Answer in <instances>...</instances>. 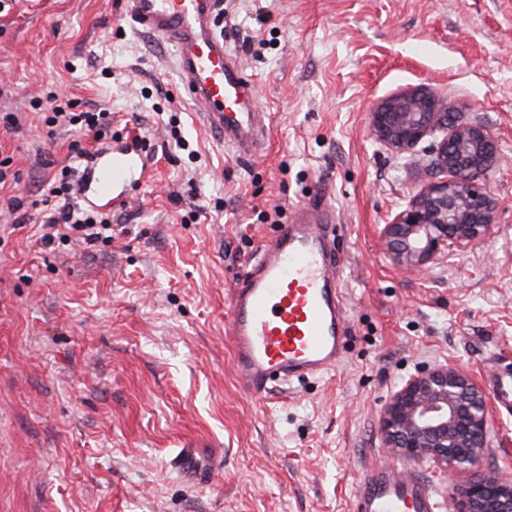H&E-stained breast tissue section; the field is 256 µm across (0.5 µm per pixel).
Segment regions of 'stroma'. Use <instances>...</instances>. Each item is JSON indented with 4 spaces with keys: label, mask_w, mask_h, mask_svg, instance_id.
<instances>
[{
    "label": "stroma",
    "mask_w": 512,
    "mask_h": 512,
    "mask_svg": "<svg viewBox=\"0 0 512 512\" xmlns=\"http://www.w3.org/2000/svg\"><path fill=\"white\" fill-rule=\"evenodd\" d=\"M221 31L271 115L254 158L204 130L170 48L122 0L0 7V157L19 174L0 185V512H349L379 466L444 496L447 476L386 457L384 405L424 366L484 390L512 369V0H224ZM425 86L497 134L499 207L488 241L405 273L381 230L419 186L367 115ZM52 90L109 109L112 147L148 140L111 243L48 249L7 210L85 167L71 143L95 146L47 134L31 103ZM314 200L336 226L349 347L335 372L255 395L232 368L227 290ZM488 418L482 467L510 476L512 416Z\"/></svg>",
    "instance_id": "1"
}]
</instances>
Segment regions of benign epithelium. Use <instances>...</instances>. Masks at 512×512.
Masks as SVG:
<instances>
[{
	"mask_svg": "<svg viewBox=\"0 0 512 512\" xmlns=\"http://www.w3.org/2000/svg\"><path fill=\"white\" fill-rule=\"evenodd\" d=\"M368 127L380 145L409 156L424 182L382 229L396 266L426 269L492 236L497 201L486 175L498 139L488 126L460 119L447 98L419 88L377 105ZM440 132L428 157H419L420 144ZM379 427L389 454L469 474L448 488L455 512H512V478L476 471L488 447L487 401L465 370L448 363L411 375L391 394Z\"/></svg>",
	"mask_w": 512,
	"mask_h": 512,
	"instance_id": "benign-epithelium-1",
	"label": "benign epithelium"
}]
</instances>
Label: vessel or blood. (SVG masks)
Wrapping results in <instances>:
<instances>
[{
    "label": "vessel or blood",
    "mask_w": 512,
    "mask_h": 512,
    "mask_svg": "<svg viewBox=\"0 0 512 512\" xmlns=\"http://www.w3.org/2000/svg\"><path fill=\"white\" fill-rule=\"evenodd\" d=\"M224 0H124L134 30L153 34L173 49L174 65L207 130L237 153L269 140L270 115L249 102L237 57L224 48L217 17ZM145 163L135 145L105 149L87 183L94 200L116 206L119 185L142 178ZM328 216L311 203L295 223L262 243L248 275L228 292L224 328L232 366L250 392L272 384L335 371L348 340L337 283L336 257L328 246ZM498 413L512 414V373L492 381ZM430 488L385 468L365 472L351 512H440Z\"/></svg>",
    "instance_id": "vessel-or-blood-1"
}]
</instances>
